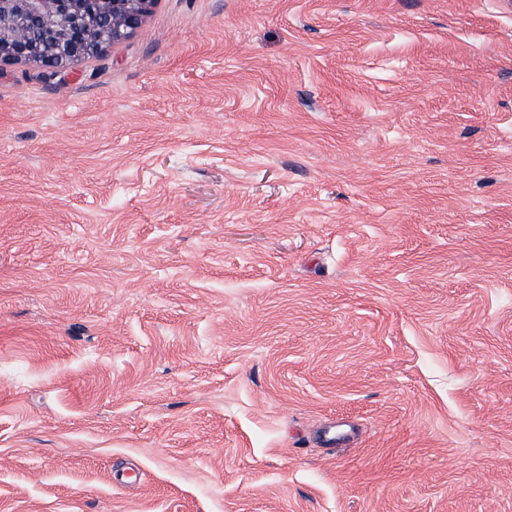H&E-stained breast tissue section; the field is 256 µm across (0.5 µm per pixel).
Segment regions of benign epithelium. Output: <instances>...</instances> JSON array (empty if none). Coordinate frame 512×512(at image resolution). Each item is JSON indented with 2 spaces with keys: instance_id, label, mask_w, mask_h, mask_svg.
<instances>
[{
  "instance_id": "7a95c632",
  "label": "benign epithelium",
  "mask_w": 512,
  "mask_h": 512,
  "mask_svg": "<svg viewBox=\"0 0 512 512\" xmlns=\"http://www.w3.org/2000/svg\"><path fill=\"white\" fill-rule=\"evenodd\" d=\"M157 0H0V63L60 68L142 27ZM41 23L33 38L28 26Z\"/></svg>"
}]
</instances>
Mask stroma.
Returning <instances> with one entry per match:
<instances>
[{"instance_id": "35a3bbf8", "label": "stroma", "mask_w": 512, "mask_h": 512, "mask_svg": "<svg viewBox=\"0 0 512 512\" xmlns=\"http://www.w3.org/2000/svg\"><path fill=\"white\" fill-rule=\"evenodd\" d=\"M0 512H512V0L1 65Z\"/></svg>"}]
</instances>
